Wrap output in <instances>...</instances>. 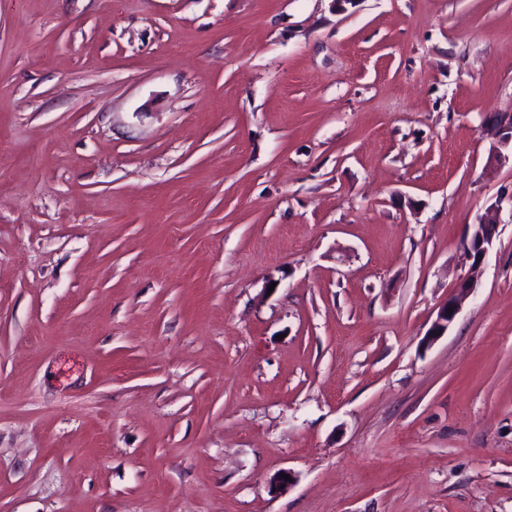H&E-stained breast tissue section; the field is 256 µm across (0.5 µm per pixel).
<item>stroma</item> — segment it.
Instances as JSON below:
<instances>
[{
  "instance_id": "1",
  "label": "stroma",
  "mask_w": 512,
  "mask_h": 512,
  "mask_svg": "<svg viewBox=\"0 0 512 512\" xmlns=\"http://www.w3.org/2000/svg\"><path fill=\"white\" fill-rule=\"evenodd\" d=\"M505 114L512 0H0V512H512ZM489 217L493 218L494 221L486 218L485 220H481L482 224H472L471 232L464 243L463 249L469 261H474L475 253H478L477 262L472 264L476 266V268L474 269L472 265H470V274L458 282L454 293L451 294L448 297V301L438 309L436 318L426 335L425 340L428 343H431L438 336H442L448 331V327L454 322L457 315L463 309L464 304L475 290L481 261L496 240L495 232H497L498 222L497 209L491 208ZM493 228L495 230H492ZM476 245L477 247H475ZM449 308H453L452 313H448ZM435 332H440V335H435Z\"/></svg>"
}]
</instances>
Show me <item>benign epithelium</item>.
<instances>
[{
  "mask_svg": "<svg viewBox=\"0 0 512 512\" xmlns=\"http://www.w3.org/2000/svg\"><path fill=\"white\" fill-rule=\"evenodd\" d=\"M495 129L501 145L512 144L511 117H500L496 120ZM495 218H497V209L493 208L490 210V218L472 225L471 232L464 243V253L468 259L476 260V263H474V268L471 269L470 274L458 282L454 293L448 297V301L438 309L436 318L426 335L427 342L434 341L437 334L443 335L448 331V327L454 322L475 290L478 266L481 265V261L495 241V228H497V224L494 223ZM450 308L453 309L451 313L448 312Z\"/></svg>",
  "mask_w": 512,
  "mask_h": 512,
  "instance_id": "obj_1",
  "label": "benign epithelium"
}]
</instances>
